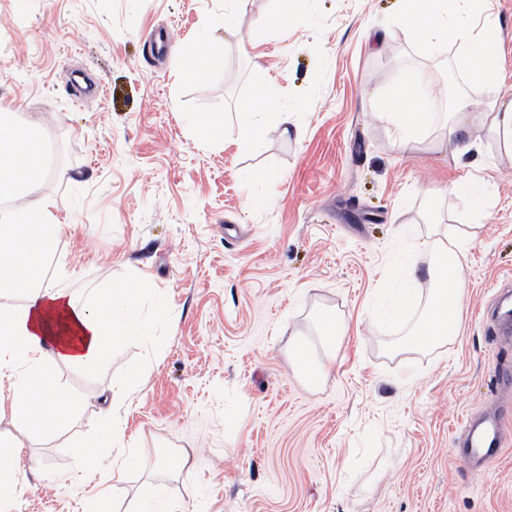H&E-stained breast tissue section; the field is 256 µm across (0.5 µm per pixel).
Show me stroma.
Listing matches in <instances>:
<instances>
[{
  "mask_svg": "<svg viewBox=\"0 0 512 512\" xmlns=\"http://www.w3.org/2000/svg\"><path fill=\"white\" fill-rule=\"evenodd\" d=\"M223 12L224 0H0V113L67 115L45 137L46 190L73 226L68 288L144 278L170 302L150 342L126 339L92 371L57 366L71 425L27 441L0 512H127L159 481L176 512H512V422L484 471L457 453L468 415L512 404L496 389L512 345L495 334L512 292V163L474 125L437 146L480 89L449 46L429 57L397 37L371 51L373 32H397L401 0H254L233 35L204 29ZM204 36L198 75L182 61ZM448 77L449 98L427 97ZM401 83L432 115L404 144L377 113ZM272 103L302 137L239 150L240 112L272 125ZM469 142L494 195L478 213L450 191L469 176L451 149ZM437 225L471 239L462 328L434 351L401 349L404 327L374 319L379 289L408 259L427 298L438 257L410 244ZM326 312L347 333L313 386L290 350ZM120 384L143 453L98 498L70 442L94 434Z\"/></svg>",
  "mask_w": 512,
  "mask_h": 512,
  "instance_id": "stroma-1",
  "label": "stroma"
}]
</instances>
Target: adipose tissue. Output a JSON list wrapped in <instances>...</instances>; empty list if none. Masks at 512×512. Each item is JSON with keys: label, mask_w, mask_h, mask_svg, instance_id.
<instances>
[{"label": "adipose tissue", "mask_w": 512, "mask_h": 512, "mask_svg": "<svg viewBox=\"0 0 512 512\" xmlns=\"http://www.w3.org/2000/svg\"><path fill=\"white\" fill-rule=\"evenodd\" d=\"M452 2L403 0L407 22L400 31L406 41L430 54L440 45H451L458 65L484 93L479 111L452 113L445 139L471 122L512 158V99L501 95L502 26L492 11V0H464L462 11L452 10ZM43 128L42 119L18 120L11 113H0V387L8 386L10 409L18 419L15 435L0 434V501L17 491L12 475L20 469V450L28 434L58 430L69 423L71 404L60 396L57 365L90 371L111 357L117 343L152 337V322L144 310L151 295L146 281L113 282L89 298L62 287L64 270H51L68 227L44 189L50 173L43 163ZM466 245V237L451 234L430 241V248L440 256L428 271L433 288L418 320L402 337L403 346L429 351L458 335L466 290L461 263ZM413 276V267H406L401 278L384 290L379 318L403 319L415 302ZM319 323L318 348L299 347L295 356L297 369L315 376L323 375L343 337L334 313L322 315ZM100 447L126 451L118 464L97 460L96 487L104 494L116 474L138 463L140 452L128 446L123 419L117 414L104 416L92 437L73 444L76 455L84 458Z\"/></svg>", "instance_id": "ef3b65f1"}]
</instances>
